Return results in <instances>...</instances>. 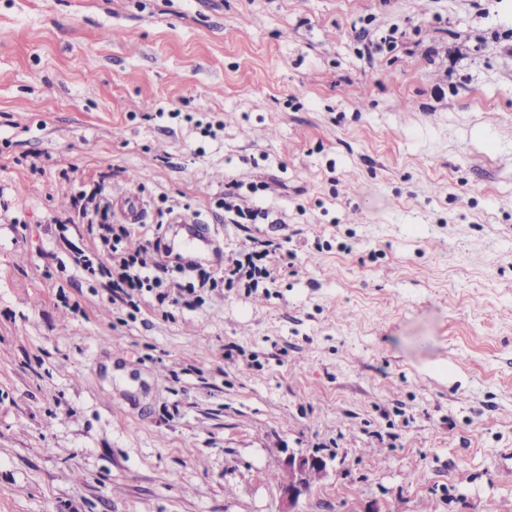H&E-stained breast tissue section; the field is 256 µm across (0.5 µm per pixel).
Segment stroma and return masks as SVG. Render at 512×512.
<instances>
[{
	"label": "stroma",
	"instance_id": "35a3bbf8",
	"mask_svg": "<svg viewBox=\"0 0 512 512\" xmlns=\"http://www.w3.org/2000/svg\"><path fill=\"white\" fill-rule=\"evenodd\" d=\"M100 181L194 293L76 265ZM288 448L303 512H512V0H0V512H281ZM239 187L240 185L236 182L228 183L226 187L227 190L224 191V198L222 197L219 200L218 206L220 208H224V218L226 220L228 215L230 224H254V222L244 223L239 220L248 219L249 221H255L260 213L254 210H244L236 203L235 199L238 195L234 190L239 189ZM117 212L127 224H144L147 216L146 202L133 194L120 192L112 197ZM173 224H180L189 242L204 241L210 234L209 224H204L195 214H182L173 221ZM258 250L247 254L245 260L235 259L229 269H225L228 287L233 288L235 282L245 281L246 288H257L259 280L272 278L271 264L275 261L278 245L272 241L257 240ZM286 453L285 470L280 483L285 507L281 512H301L300 502L312 491L310 481L312 475L324 477L328 468V460L303 450L288 448Z\"/></svg>",
	"mask_w": 512,
	"mask_h": 512
}]
</instances>
